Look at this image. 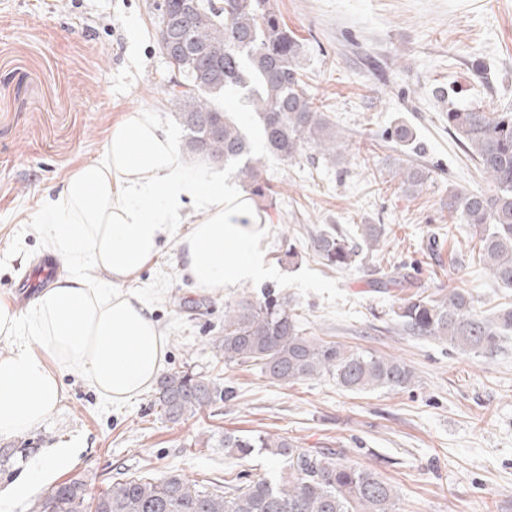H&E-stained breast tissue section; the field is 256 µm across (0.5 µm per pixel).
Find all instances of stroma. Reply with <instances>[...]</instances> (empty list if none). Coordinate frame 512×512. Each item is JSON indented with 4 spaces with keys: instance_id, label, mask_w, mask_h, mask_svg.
Segmentation results:
<instances>
[{
    "instance_id": "35a3bbf8",
    "label": "stroma",
    "mask_w": 512,
    "mask_h": 512,
    "mask_svg": "<svg viewBox=\"0 0 512 512\" xmlns=\"http://www.w3.org/2000/svg\"><path fill=\"white\" fill-rule=\"evenodd\" d=\"M156 0H0V297L41 273L42 253L24 220L46 188L97 158L106 131L148 110L179 131L168 94L175 71L159 41ZM289 29L307 40L304 80L349 146L336 164L312 152L267 159L276 194L265 214L269 274L216 295L197 288L176 261V239L126 283L142 291L165 337L166 371L216 379L215 398L173 423L144 392L105 400L78 371L62 370L65 398L43 426L0 435V500L32 512L44 487L79 476L100 493L123 475L175 470L193 480L236 483L279 473L262 451L240 459L218 446L225 432L297 438L340 451L394 485L398 512H512V340L478 356L405 331L393 313L409 292L467 290L479 314L512 303V288L488 276L469 225L452 218L448 192L490 184L448 135L449 102L494 112L512 107V0H275ZM480 70H473V62ZM416 148L391 142L397 123ZM429 178L406 192L392 170L404 163ZM387 234L345 271L326 267L309 238L358 225ZM300 256L289 259V248ZM405 268L414 289L382 282ZM271 292L296 305L308 334L400 357L414 372L403 391L352 394L320 376L271 382L258 367L224 365L216 347L224 306ZM73 459L20 497L12 488L52 447Z\"/></svg>"
}]
</instances>
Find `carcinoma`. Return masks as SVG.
I'll list each match as a JSON object with an SVG mask.
<instances>
[{
	"label": "carcinoma",
	"instance_id": "carcinoma-1",
	"mask_svg": "<svg viewBox=\"0 0 512 512\" xmlns=\"http://www.w3.org/2000/svg\"><path fill=\"white\" fill-rule=\"evenodd\" d=\"M169 37L187 46L198 69L184 77L185 88L171 89L175 117L186 132L189 156L236 169L251 198L271 193L262 176L247 130L214 99L221 92L245 90L259 121L266 155L292 160L311 148L331 162L346 149L336 126L312 101L300 60L304 45L281 19L273 0H223L206 5L188 29L173 27ZM448 134L475 161L492 189L452 191L448 213L478 232L480 261L491 277L512 287V109L448 110ZM401 184L422 185L420 166L402 168ZM386 235L383 224H362L358 241L322 230L311 248L329 268H350L363 249ZM397 316L405 330L430 336L474 354H491L512 338V305L485 318L463 289L446 295L412 294L401 299ZM218 348L226 364L252 363L274 382L291 384L327 375L350 392L405 390L414 383L410 367L397 357L352 349L306 336L296 308L271 294L244 296L224 305ZM219 387L188 371H171L157 381L153 405L177 422L206 407ZM224 452L247 457L260 448L282 463L274 477L256 475L227 487L189 480L176 471L160 476L129 475L94 496L80 478L49 487L33 512H398L395 487L377 472L342 456L304 448L286 437L224 433Z\"/></svg>",
	"mask_w": 512,
	"mask_h": 512
}]
</instances>
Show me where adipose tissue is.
<instances>
[{
	"mask_svg": "<svg viewBox=\"0 0 512 512\" xmlns=\"http://www.w3.org/2000/svg\"><path fill=\"white\" fill-rule=\"evenodd\" d=\"M189 201L196 215L184 231ZM28 222L67 272L26 311L0 298V336L13 342L0 353V435L41 427L62 403L46 350L110 401L153 386L166 342L143 296L123 285L158 257L164 237L177 236L183 272L208 292L267 272L264 219L248 194L223 171L190 170L174 132L145 110L114 122L101 155L43 193Z\"/></svg>",
	"mask_w": 512,
	"mask_h": 512,
	"instance_id": "adipose-tissue-1",
	"label": "adipose tissue"
}]
</instances>
